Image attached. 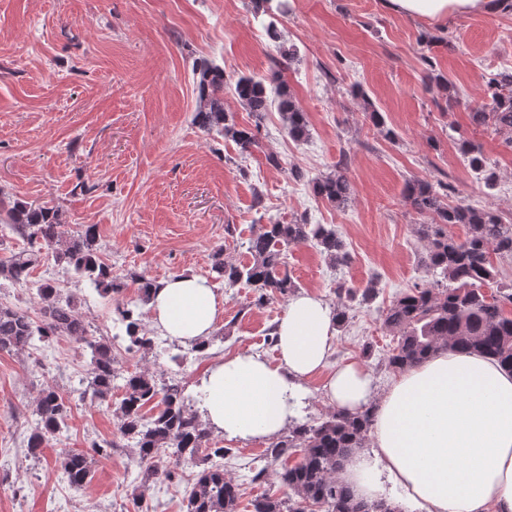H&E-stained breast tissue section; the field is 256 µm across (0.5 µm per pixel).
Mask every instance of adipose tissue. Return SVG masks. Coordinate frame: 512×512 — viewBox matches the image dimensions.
I'll list each match as a JSON object with an SVG mask.
<instances>
[{"mask_svg":"<svg viewBox=\"0 0 512 512\" xmlns=\"http://www.w3.org/2000/svg\"><path fill=\"white\" fill-rule=\"evenodd\" d=\"M386 6L438 21L505 12L512 0ZM148 307L152 327L184 344L208 338L220 318L213 289L193 274L161 282ZM275 334L276 361L244 350L211 366L201 382L204 417L226 438L269 439L293 422L307 382L325 370L332 352L334 310L317 295L297 294ZM324 392L335 408L374 409L371 448L355 450L339 474L357 497L375 500L398 489L423 512H512V373L497 362L443 349L380 392L370 371L353 361L329 373Z\"/></svg>","mask_w":512,"mask_h":512,"instance_id":"ef3b65f1","label":"adipose tissue"}]
</instances>
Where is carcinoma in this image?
Listing matches in <instances>:
<instances>
[{
    "mask_svg": "<svg viewBox=\"0 0 512 512\" xmlns=\"http://www.w3.org/2000/svg\"><path fill=\"white\" fill-rule=\"evenodd\" d=\"M198 107L195 123L206 131H215L236 143L247 153L258 144L253 129L240 127L224 112V69L202 59L196 63ZM491 91L489 110L472 113V121H489L500 130L512 131V71L494 74L488 81ZM235 96L255 118L277 106L288 134L295 140L307 135L308 120L295 98L275 70L268 78L244 76L235 85ZM464 155L471 167H485L481 146L465 140ZM313 193L322 200L345 207L352 199L353 187L343 161L329 174L312 182ZM407 198L414 209L429 216L430 223L419 224L416 233L424 242L421 262L427 281L395 297L384 315L385 327L396 337L395 346L385 357L395 372H405L444 348L461 349L484 355L501 367L512 370V293H487L496 282L497 269L492 255L512 256V224L489 209L445 203L442 194L430 183L412 181ZM461 224L465 237L454 236L450 228ZM12 234L21 237L29 248L0 258V282L35 290L40 319L28 310L0 304V351L22 352L35 346L51 345L59 336H68L90 350L88 386L83 397L112 405V393L121 390L117 417L119 440L93 444L88 451L65 450L59 458V471L67 484L79 490L91 481L100 458L112 454L124 440L136 449L135 462L141 474V487L171 480L177 471L203 458L210 467L200 471L187 496L186 512H235L241 488L224 475V456L229 448L212 446V430L205 427L192 399L185 395V384L175 377L162 381L149 371H128L114 353L115 342H126L129 354H148L157 346L139 319L132 302L121 299L129 287L136 286L138 300L146 305L151 290L159 286L136 271L118 277L112 266L100 256L97 225L84 224L74 233H66L59 210L48 204L18 201L8 205L0 197V239ZM313 243L330 263H348L349 253L336 230L326 224L305 221L288 224H264L247 241L251 260L246 264L224 258V249L211 258L208 281L227 288L251 289L255 302L295 292L297 283L285 267L291 246ZM65 265L97 292L114 295L116 323L121 333L92 338L74 299H62L51 278L32 280V269L47 258ZM161 397L157 412L145 408ZM71 414L69 401L53 386L42 388L33 411L36 424L27 447L31 454L66 428ZM374 413L368 407L357 412L336 409L320 419L305 418L294 423L288 436L266 448V465L253 480L265 477L268 466L300 453L292 466L277 472L280 487L288 497L268 493L253 504L254 512H377L376 502L356 498L339 479V472L353 448H363L373 429Z\"/></svg>",
    "mask_w": 512,
    "mask_h": 512,
    "instance_id": "carcinoma-1",
    "label": "carcinoma"
}]
</instances>
